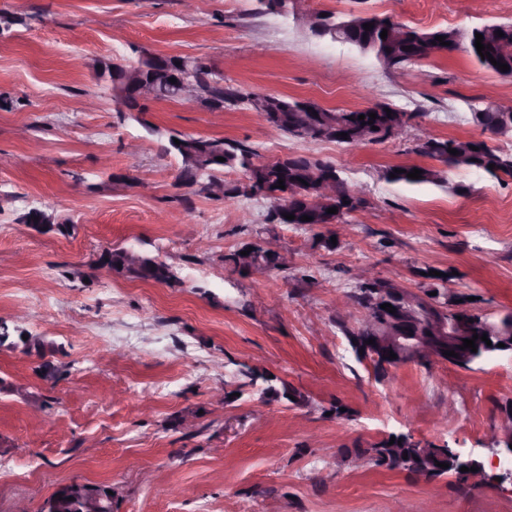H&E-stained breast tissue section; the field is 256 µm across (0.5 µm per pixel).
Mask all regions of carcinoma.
<instances>
[{"label":"carcinoma","mask_w":512,"mask_h":512,"mask_svg":"<svg viewBox=\"0 0 512 512\" xmlns=\"http://www.w3.org/2000/svg\"><path fill=\"white\" fill-rule=\"evenodd\" d=\"M372 23L374 27L365 30L363 24ZM392 21L382 18L376 14H368L366 18L352 17L348 20H338L333 13L321 18L319 26L310 31V35L319 39L336 41L341 37L345 42L365 53H372L380 64L386 68H404L418 62L431 58L444 56L445 46L435 43V37L443 36L445 41L450 43L455 50L466 52L480 67L495 73L499 76L512 75V54L506 56L502 53L504 44L512 45V23H485L472 27L468 30L456 28H439L432 31H420L407 25H400L404 29L402 36L383 44L380 33L391 27ZM502 31L504 36L497 35ZM483 35L482 44L490 46L488 52L500 63L509 65L510 70L503 72L499 67L493 65L488 59L481 58L475 47V34ZM409 50H403V47ZM127 64L120 60H96L92 68L96 75L107 73L112 76V91L115 101L120 105L122 112H145L148 103L151 101L180 100L178 90L173 86H164L150 98H145L125 84V69ZM196 78L204 90L213 97L224 98V76L209 69L203 68L196 73ZM237 101L232 106H246L247 109L255 112L257 108L252 100L259 97L266 99L270 96L262 93L247 92L237 89ZM280 104V112L276 113V129L280 133L291 138H300L299 129L308 125L318 114L322 113L337 123L362 129L366 132L368 143L380 142L377 131L374 127L385 122L388 118H397L405 115V112L388 104L381 105V112H376V106H370L356 110H328L318 107V111L309 112L306 110L307 101L296 97L274 95L270 97ZM377 113L375 120H370L369 114ZM512 115L511 107H503L488 104L483 108L478 125L482 130L491 133L495 137H512V118L504 121L501 116L504 113ZM365 119H359V116ZM180 144H175V141ZM477 150H472V147ZM455 149L458 154L453 155L448 149ZM165 152L176 155L181 162L178 180L183 183H194L199 181L204 184L216 183L221 186L224 196L239 197L250 196L254 188L261 185L265 190L271 192L269 199L273 200L275 206L270 212L269 220L273 224L282 223L280 218L279 204L288 205V213L295 216L291 223L304 225L308 229H319L330 221L347 223V216L353 208L345 204L346 192L349 190L348 182L341 176L340 171L330 161L316 158L312 155L297 154L284 158L280 163L274 165L263 164L259 156L252 149L244 144L227 138H204L172 134L168 137V146ZM415 152L425 157L432 158L440 163L438 167H420L421 178L411 179L407 173L415 169L413 165H399L391 167L384 172L387 182L402 184L406 186L434 185L445 186L448 184V173L454 170H479L486 176L501 180L505 177L512 178V153H507L499 148H493L484 140L457 139V138H436L432 137L426 142L415 146ZM223 157L225 161L219 162L217 158ZM494 168H489V165ZM241 169L247 172L248 183L239 185L228 182L224 179V171ZM307 169H315L321 174L332 178L336 182V195L323 197L318 195L310 184H303L297 177ZM395 177H390V174ZM284 180L285 188L277 187L278 180ZM335 207L338 212L327 213V209ZM304 216L310 217L308 221H301ZM24 224H28L41 233L57 231L64 233L67 226L52 222V215L45 210L31 209L21 217ZM249 251V255L259 258L265 265L272 269L282 270V256L272 249H265L259 245L245 244L236 250L224 255V265L233 271L247 273L248 266L240 264L243 258L241 252ZM127 257L125 248H105L95 261L98 267H107L116 273L129 274L133 279L152 281L155 283L174 286L179 281L178 270L171 264L163 261H156L145 253H140V264L138 269L126 272ZM240 375L246 378L245 386H254L262 382L263 392L271 394H282L287 397L288 390L280 391L274 385V379L269 375L260 373L256 369L247 367L240 371ZM366 454L372 455L380 465L390 468H401L410 473H427L430 477L442 476L457 472L454 464L447 468H440L435 465L433 459L419 457L416 448L405 441L401 444H389L385 441L373 448L355 450V456L360 457Z\"/></svg>","instance_id":"obj_1"}]
</instances>
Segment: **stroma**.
I'll return each instance as SVG.
<instances>
[{
    "label": "stroma",
    "mask_w": 512,
    "mask_h": 512,
    "mask_svg": "<svg viewBox=\"0 0 512 512\" xmlns=\"http://www.w3.org/2000/svg\"><path fill=\"white\" fill-rule=\"evenodd\" d=\"M339 15L361 10L407 26L469 29L512 22V0H307ZM253 0H0V320L42 337L43 353L0 346V512H40L74 480L115 488L112 512H512V484L426 480L354 458L393 437L444 445L493 472L492 434L512 403V359L471 369L417 362L375 372L356 360L336 300L358 267L417 294L422 273H446L450 298L475 312L512 313V178L454 171L449 188L387 182L386 168L430 165L413 140L361 146L303 143L245 106L221 122L196 106L154 102L138 119L116 111L91 65L137 61V49L195 58L227 84L303 97L327 109L387 103L433 136L486 140L473 104L512 106V77L465 52L404 69L306 34ZM266 54H255L256 44ZM224 137L264 160L302 152L367 188L349 236L327 249L318 231L268 219L269 199L215 200L182 189L167 132ZM138 141L137 155L127 145ZM149 182L140 195L137 181ZM47 209L66 233L22 224ZM287 251L267 287L224 266L242 243ZM133 246L177 266L183 280H129L95 267L108 247ZM81 269L83 278L73 277ZM62 366L44 379L43 360ZM277 376L301 403L242 387V366ZM195 414L191 429L175 419Z\"/></svg>",
    "instance_id": "obj_1"
}]
</instances>
